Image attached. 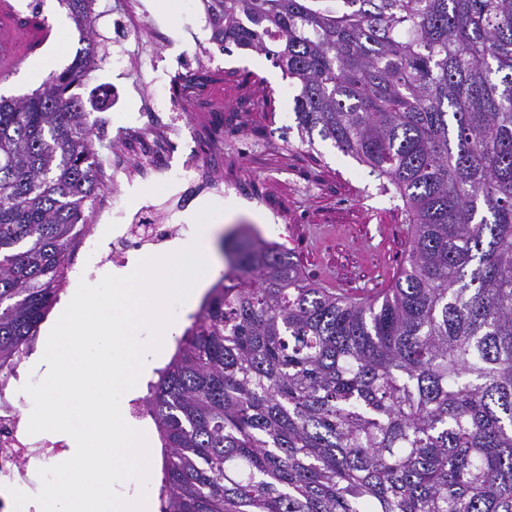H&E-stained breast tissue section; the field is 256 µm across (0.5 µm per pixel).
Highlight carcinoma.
<instances>
[{
	"instance_id": "1",
	"label": "carcinoma",
	"mask_w": 512,
	"mask_h": 512,
	"mask_svg": "<svg viewBox=\"0 0 512 512\" xmlns=\"http://www.w3.org/2000/svg\"><path fill=\"white\" fill-rule=\"evenodd\" d=\"M86 46L0 96V382L69 283L101 190L99 129L71 92ZM221 51L294 86L313 134L402 201L394 287L323 288L261 238L229 247L145 411L159 512H512V0H213ZM219 73L202 67L198 91Z\"/></svg>"
}]
</instances>
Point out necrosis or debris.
<instances>
[{
  "label": "necrosis or debris",
  "instance_id": "necrosis-or-debris-1",
  "mask_svg": "<svg viewBox=\"0 0 512 512\" xmlns=\"http://www.w3.org/2000/svg\"><path fill=\"white\" fill-rule=\"evenodd\" d=\"M192 14L194 46L182 52L177 60L178 67L188 72L195 66L215 63L205 47L214 29L211 0H193ZM112 27L122 47L112 59L113 69L133 71L139 76L140 111L122 133L136 136L141 150L132 157L116 143L109 154L112 189L98 196L94 215L97 221L111 223L112 240L106 247L92 236L85 241L87 257L100 267L126 266L130 253L158 251L160 245L179 238L187 229L184 222L153 205L134 209L124 205V190L138 177L152 175L151 186L156 195L177 197L186 207L207 194L231 198L247 206L256 202L246 183L226 185L219 179L216 163L224 154L223 141H215L211 147L212 167H203L191 157L178 167L159 163L160 154H174L178 140L188 127L185 106L158 90L162 79L157 58L147 56L144 50L149 26L143 17L117 4L112 8ZM21 387V380L16 378L0 394V486L8 488L17 487L19 477L50 464L46 451L51 448V441L43 435L29 434L15 403Z\"/></svg>",
  "mask_w": 512,
  "mask_h": 512
}]
</instances>
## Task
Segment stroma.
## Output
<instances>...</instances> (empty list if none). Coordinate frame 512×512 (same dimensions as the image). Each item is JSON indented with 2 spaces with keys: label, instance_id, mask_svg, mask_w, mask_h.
<instances>
[{
  "label": "stroma",
  "instance_id": "35a3bbf8",
  "mask_svg": "<svg viewBox=\"0 0 512 512\" xmlns=\"http://www.w3.org/2000/svg\"><path fill=\"white\" fill-rule=\"evenodd\" d=\"M148 13L151 33L163 66L192 43L193 24L189 0H129ZM22 15L39 11L54 39L42 56H55L57 71H64L82 48L80 34L58 0H18ZM223 80L211 83L189 106L192 134L181 154L197 153L206 160L203 145L215 126L214 103L224 105V156L219 171L225 182H246L260 202L259 208L238 205L227 198H202L187 222L207 207L217 210L213 223L222 233L246 230L292 249L306 275L339 292L392 287L409 249L403 216L394 201L380 192L364 165L344 155L330 142L288 144V126L294 125L289 81L265 58L248 50H233L223 57ZM93 72L74 88L88 96L103 77ZM126 92L120 114L103 113L95 149L99 160L121 127L131 124L139 98L128 78L105 75ZM250 144L242 152L241 144ZM280 213L284 226L268 223V211Z\"/></svg>",
  "mask_w": 512,
  "mask_h": 512
}]
</instances>
